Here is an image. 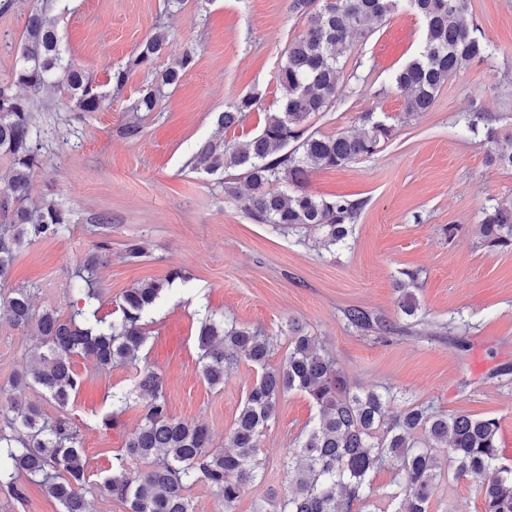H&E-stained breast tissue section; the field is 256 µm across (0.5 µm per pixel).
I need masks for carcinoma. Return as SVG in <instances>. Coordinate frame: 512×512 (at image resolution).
Instances as JSON below:
<instances>
[{"instance_id":"obj_1","label":"carcinoma","mask_w":512,"mask_h":512,"mask_svg":"<svg viewBox=\"0 0 512 512\" xmlns=\"http://www.w3.org/2000/svg\"><path fill=\"white\" fill-rule=\"evenodd\" d=\"M52 2L37 0L18 46L14 71L9 81L0 84V153L11 163V176L0 188V287L9 281L16 255L28 241L55 237L69 224L64 210L52 201L27 204L33 174L43 163L39 105L58 92L68 95L75 112H97L107 100V93L66 54L48 18ZM399 2L293 0V8L306 16L307 23L288 44L276 75L288 97L277 111L266 113L260 134L242 142L207 141L192 156L191 168L208 174L241 170L249 193L241 195L232 181L224 183V191L241 199L243 210L258 224L281 231L313 228L327 248L344 243L363 201L318 197L307 190L309 175L374 154L381 142L391 138L392 127L366 112L360 120L367 131L323 136L310 131L311 120L336 100L338 73L351 51L352 37L370 34ZM408 2L424 23V44L392 81L406 92V114L414 115L428 111L448 78L483 58L488 46L471 36L464 24L469 0ZM168 39L167 31L158 30L142 42L136 56L109 75L113 91L123 90L133 69L154 72V60ZM196 62L195 48L185 49L175 66L156 75L153 89L131 102L122 126L127 138L141 136L140 113L154 111L164 88L179 84ZM17 87L24 93H17ZM256 103L253 94L239 98L219 114L218 125L231 129ZM494 121L476 112L469 129L475 133L483 126L487 142L496 147L491 161L512 170V150L497 148ZM282 181L295 190L288 194L277 189ZM478 232L487 246L512 250V201L485 209ZM108 247L109 242H103L101 252L78 272L89 299H99L93 276L104 264ZM180 277L181 272L174 271L125 290L117 302L120 316L109 323L96 309L89 314L79 309L68 317L53 308L37 310L25 286L12 289L5 298L12 325L38 340L26 376L14 386H37L64 408L83 383L72 369V356L81 355L98 369L134 367L135 389L116 401L127 405L142 400L141 422L113 458L112 474L98 483L99 491L122 502L125 512H195L187 490L198 481L209 485L222 512H235L258 479L261 438L276 419L278 400L291 391L305 395L319 418L281 458V468L293 485L291 492L282 498L268 489L265 505L256 512H367L375 494L371 476L382 468L397 472L395 512H429L443 470L437 448L448 449V471L455 479L478 483L484 512H512V469L499 465L498 419L445 414L425 403L394 411L393 394L355 393L336 360L318 347L316 337L297 326L288 329L286 352L273 365L271 358L281 346L278 337L229 325L214 314L200 321L197 347L208 385H224L241 364L257 372L227 436L229 450H211L208 428L173 417L162 377L152 367L139 365V352L149 334L144 318ZM396 288L400 312L417 317L415 275L406 274ZM344 317L352 328L379 338L394 331L384 317L358 306L345 309ZM12 410L8 426L14 434L0 431V482L14 485L23 476L44 486L58 502L59 512H87L81 489L88 475L77 426L65 416L46 420L31 402L15 399ZM491 468L498 469V476L487 480L484 475Z\"/></svg>"}]
</instances>
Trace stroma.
<instances>
[{
  "label": "stroma",
  "instance_id": "obj_1",
  "mask_svg": "<svg viewBox=\"0 0 512 512\" xmlns=\"http://www.w3.org/2000/svg\"><path fill=\"white\" fill-rule=\"evenodd\" d=\"M32 6L33 0H13L0 12V83L11 76ZM51 16L63 48L104 92L112 70L157 29H168L170 41L155 70L174 65L188 46L199 60L155 111L144 113L139 140L121 129L127 106L151 84L140 69L101 111H73L60 95L42 113L44 161L29 202H55L70 224L21 249L1 295L25 286L36 308L70 315L85 302L76 270L109 241L111 259L96 272L102 312L114 311L134 284L182 272L146 315L149 338L140 356L162 375L171 414L205 424L214 451H224L256 372L240 365L220 390L204 382L196 338L209 312L281 337L297 321L335 357L354 391L389 387L406 402H427L446 414L498 418L500 463L512 468V250L487 246L478 234L484 208L512 200V170L489 163L483 135L465 127L470 113H491L501 146H512V0H470L466 22L489 54L451 76L433 107L413 117L391 77L421 50L422 21L404 2L371 35L356 39L339 73L342 95L313 129L357 133L361 114L369 112L391 125L393 136L373 155L311 173L308 189L316 196L364 202L346 246L330 249L320 246L316 230L295 235L255 223L225 194L223 177L190 166L204 142L221 134L250 139L266 113L279 108L285 91L277 71L288 43L306 26L292 0H56ZM247 94L257 97L255 108L219 132L218 112ZM130 243L144 246L142 257L127 258ZM414 271L421 311L409 331L380 341L348 326L343 311L353 305L399 322L394 283ZM32 345L0 317L2 430L12 383L24 373ZM73 368L83 384L67 408L38 388L22 397L47 417L64 415L78 426L90 512H125L96 485L140 424V405L114 401L133 388L136 372L96 370L80 356ZM112 414L118 423L105 428L102 420ZM317 416L305 395L281 397L278 417L261 439L262 478L237 512H253L267 489L291 491L279 462ZM57 510L40 484L23 478L13 488L0 485V512ZM429 510L484 512V501L475 482L447 477Z\"/></svg>",
  "mask_w": 512,
  "mask_h": 512
}]
</instances>
